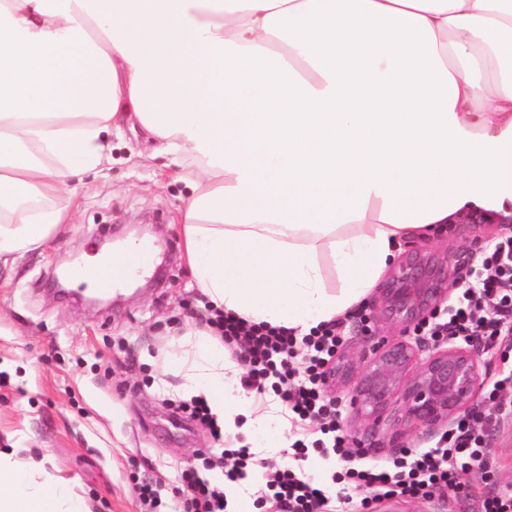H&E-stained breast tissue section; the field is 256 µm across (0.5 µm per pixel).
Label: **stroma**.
Returning <instances> with one entry per match:
<instances>
[{
    "label": "stroma",
    "mask_w": 512,
    "mask_h": 512,
    "mask_svg": "<svg viewBox=\"0 0 512 512\" xmlns=\"http://www.w3.org/2000/svg\"><path fill=\"white\" fill-rule=\"evenodd\" d=\"M112 161L62 196L72 223L46 248L0 265V449L23 445L47 467L75 479L91 512H141L137 476L156 480L163 500L181 473L195 468L212 483L221 467H204L212 438L181 412V379L162 369L169 333L202 327L209 303L194 286L184 259L181 217L189 188L172 155L156 153L140 131L113 132ZM158 225L168 249L154 287L92 308L87 289L72 283L58 292L48 280L65 265L88 260L119 239L129 225ZM498 227L455 224L443 234L402 240L440 255H472L497 236ZM364 461L390 462L404 450L435 447L439 432L395 423L349 427ZM488 464L464 475L465 491L437 489L429 496L365 497L332 484L342 472L337 457L311 453L307 473L327 485L337 512H483L486 496L512 488V421L486 428Z\"/></svg>",
    "instance_id": "stroma-1"
}]
</instances>
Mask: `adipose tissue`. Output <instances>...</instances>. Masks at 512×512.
Masks as SVG:
<instances>
[{
	"instance_id": "1",
	"label": "adipose tissue",
	"mask_w": 512,
	"mask_h": 512,
	"mask_svg": "<svg viewBox=\"0 0 512 512\" xmlns=\"http://www.w3.org/2000/svg\"><path fill=\"white\" fill-rule=\"evenodd\" d=\"M125 124L180 157L196 288L303 336L360 305L407 236L512 206V0H0V264L71 223L59 199ZM167 345L226 432L282 441L219 337ZM0 512L91 510L13 447Z\"/></svg>"
}]
</instances>
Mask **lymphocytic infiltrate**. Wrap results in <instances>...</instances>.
I'll return each instance as SVG.
<instances>
[{
    "instance_id": "lymphocytic-infiltrate-1",
    "label": "lymphocytic infiltrate",
    "mask_w": 512,
    "mask_h": 512,
    "mask_svg": "<svg viewBox=\"0 0 512 512\" xmlns=\"http://www.w3.org/2000/svg\"><path fill=\"white\" fill-rule=\"evenodd\" d=\"M458 296L449 304L447 319L418 326L420 336H449L455 341L486 350L512 351V232L487 242L472 272L457 281ZM207 323L221 333L225 344L237 345L248 363L240 379L244 391L258 395L273 390L293 422H318L330 437L333 451L344 452L349 436L341 427L339 411L320 386L321 369L342 342L340 321L319 325L309 335L267 325H249L216 314ZM512 374L494 380L488 398L492 413L474 412L460 418L445 431L435 448L406 453L392 467L348 468L345 476L356 487L375 495H426L433 488L462 489V477L474 464H486L484 428L492 418L512 415ZM229 481L251 474L267 476L271 512H329L325 490L304 471L276 468L273 460L259 457L250 448L228 451ZM173 496H184V512H226L222 486L199 477L197 471L182 472Z\"/></svg>"
}]
</instances>
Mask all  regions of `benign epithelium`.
Here are the masks:
<instances>
[{
	"label": "benign epithelium",
	"instance_id": "obj_1",
	"mask_svg": "<svg viewBox=\"0 0 512 512\" xmlns=\"http://www.w3.org/2000/svg\"><path fill=\"white\" fill-rule=\"evenodd\" d=\"M453 224H512V214L466 209L454 216ZM448 256H436L418 248L408 251L391 271L368 320L377 328L386 324L401 326L402 334L376 338L361 353L359 364L343 365L326 372L325 383L333 380L354 385L348 389L353 418L376 419L392 408L401 413L407 425L442 429L473 409L483 389L481 360L469 346L451 338H439L425 359L408 332L418 323L437 314L449 296L444 269Z\"/></svg>",
	"mask_w": 512,
	"mask_h": 512
}]
</instances>
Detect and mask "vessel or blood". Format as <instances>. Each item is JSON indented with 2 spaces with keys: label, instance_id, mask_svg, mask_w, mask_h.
I'll return each instance as SVG.
<instances>
[{
  "label": "vessel or blood",
  "instance_id": "b4317fda",
  "mask_svg": "<svg viewBox=\"0 0 512 512\" xmlns=\"http://www.w3.org/2000/svg\"><path fill=\"white\" fill-rule=\"evenodd\" d=\"M160 259L157 245L137 242L123 252L98 266L84 270V277L94 281L103 290H119L130 278L142 276L154 270Z\"/></svg>",
  "mask_w": 512,
  "mask_h": 512
}]
</instances>
